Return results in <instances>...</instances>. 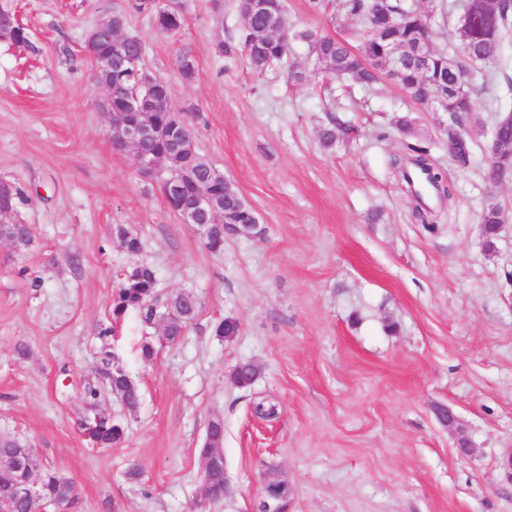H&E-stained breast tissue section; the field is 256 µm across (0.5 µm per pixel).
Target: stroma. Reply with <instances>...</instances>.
Returning a JSON list of instances; mask_svg holds the SVG:
<instances>
[{
    "label": "stroma",
    "instance_id": "obj_1",
    "mask_svg": "<svg viewBox=\"0 0 512 512\" xmlns=\"http://www.w3.org/2000/svg\"><path fill=\"white\" fill-rule=\"evenodd\" d=\"M184 3L176 34L148 14L128 15L124 31L145 43L144 64L172 105L200 113L199 152L259 218L218 253L168 210L159 180L112 149L106 91L83 46L124 0H0L31 41L0 39V181L27 191L14 220L34 231L28 247L0 243V435L73 479L61 512H258L272 481L288 489L285 512H512V178L483 175L492 125L512 108V36L496 64L471 73V162L459 167L448 114L423 111L388 76L324 89L300 44L262 76L225 67L217 43L243 25L234 0ZM288 6L292 22L334 37L358 27L309 0ZM188 47L189 82L179 71ZM330 112L345 133L327 150L318 134ZM397 114L412 118L410 134L395 128ZM412 145L454 197L430 225L412 218L393 165ZM492 203L504 222L490 250L479 216ZM120 226L140 252L123 247ZM142 264L160 293H193L198 313L173 346L138 312L116 324L113 363L142 400L130 413L104 396L99 409L124 422L125 438L91 448L78 422L83 386L97 378L95 330L124 273ZM227 317L240 324L230 339L214 332ZM242 362L258 368L246 388L230 380ZM260 401L277 418L259 419ZM443 406L471 455L438 420ZM216 416L231 492L201 504L200 450Z\"/></svg>",
    "mask_w": 512,
    "mask_h": 512
}]
</instances>
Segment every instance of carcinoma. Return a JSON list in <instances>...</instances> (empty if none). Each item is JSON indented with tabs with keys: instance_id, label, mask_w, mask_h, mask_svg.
<instances>
[{
	"instance_id": "carcinoma-1",
	"label": "carcinoma",
	"mask_w": 512,
	"mask_h": 512,
	"mask_svg": "<svg viewBox=\"0 0 512 512\" xmlns=\"http://www.w3.org/2000/svg\"><path fill=\"white\" fill-rule=\"evenodd\" d=\"M263 7H256V0H235V10L244 21L243 27L218 45V52L229 63L246 62L257 74L265 73L272 66L283 61L289 45L279 41L275 34L276 25L288 19V0H261ZM315 11L329 8L347 19H355L363 27L379 22L378 32L374 35L363 34L358 45L354 46L346 38L336 39L324 34L317 28L295 29L292 39L304 44L308 54L323 66L324 74L330 76L349 75L361 85L370 86L378 81L382 67L398 58L400 67L397 79L401 86L412 87L418 93L417 104L428 107V96L448 101V112L460 120V114L474 111L471 94L458 98L454 96L455 82L467 74L476 65H489L498 61L504 39L512 33V0H473L472 6L477 13L470 31H465L462 22H457L460 40V56L453 58L448 54L432 50L421 59L418 51L424 48L434 33L435 10L424 11L420 3L414 0H309ZM145 44L137 37L128 39L123 56L112 61V80L123 79L128 95L115 101L114 112L131 111L129 100L143 97V92L134 80L126 77L127 67L133 60L143 63ZM171 103L170 92L166 87L157 88L152 101L145 105L147 112L159 122L163 121L166 108ZM321 144L331 149L336 146L339 133L336 118H330L329 124L319 132ZM492 139L497 146L508 154L512 152V127L493 126ZM448 141L454 143V149L448 152V158L458 166L464 167L470 162L468 138H458V130L448 131ZM150 149L161 165L172 172L186 167H194V181L183 186V193L189 197L195 185L202 184L207 171L193 165L191 151L175 149L173 138L161 137ZM417 153L424 167L427 185L442 183V175L431 162L426 150L410 147ZM216 205L224 212V217L234 224H245L247 218L241 211L242 197L230 185L215 190ZM482 232L488 248L495 246L499 224L502 223L501 209L497 205L487 206L480 215ZM0 234L10 240L17 248H25L33 239L32 228L24 224H5L0 226ZM133 280H123L112 294V324L100 325L97 336L101 341L97 382L83 389L86 415L80 423V431H92L102 447H110L122 441L125 435L124 425L99 411L102 393L118 400L131 412L138 409L141 394L137 385L121 368L113 366L109 338L114 325L125 315L135 310L147 324L161 326L167 342L174 344L182 340L181 329L187 327L197 316V312L182 310L179 296L165 300L156 294L153 283L156 274L152 267L140 265L132 274ZM224 442V426L208 422L205 447L201 455L212 448H218ZM16 440L0 437V484L9 482L12 474L8 465L9 449ZM49 475L45 481L43 494L57 503L66 504L74 494V483L54 471L44 470ZM197 494L206 502H218L224 499V459L212 462L206 469Z\"/></svg>"
}]
</instances>
